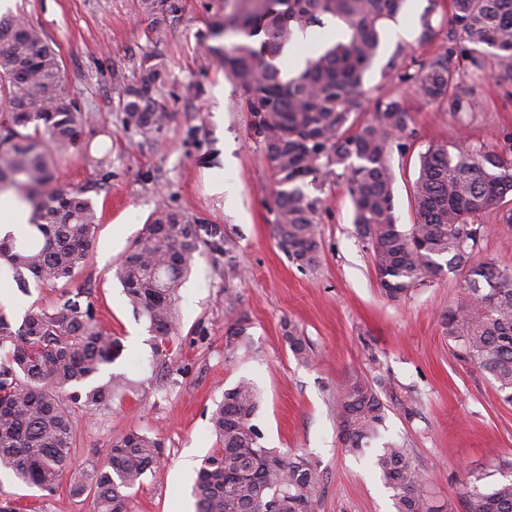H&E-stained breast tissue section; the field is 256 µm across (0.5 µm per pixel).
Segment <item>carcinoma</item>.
Wrapping results in <instances>:
<instances>
[{
	"mask_svg": "<svg viewBox=\"0 0 512 512\" xmlns=\"http://www.w3.org/2000/svg\"><path fill=\"white\" fill-rule=\"evenodd\" d=\"M405 0H224V21L208 46L225 74L243 90L265 159L278 176L275 238L302 265L317 261V224L329 177L346 179L354 224L371 245L384 293L398 299L425 281L462 277L460 309L445 317L456 355L478 367L512 403V270L492 260L472 261L488 228L477 223L512 196V133L504 146L470 145L452 153L432 145L420 158L414 185V223L396 224L389 152L406 130L396 98L379 100L372 119L359 124L363 77L379 54L380 30ZM147 38L160 44L181 10L179 0H136ZM452 46L415 84L429 101L464 107L462 76L473 82L512 80V0H449ZM330 18L348 38L305 59L285 79L273 60L295 33ZM167 69L158 53L143 56L133 77L123 76L117 102L121 124L148 140L171 120L165 104ZM87 113L69 98L57 51L43 31L21 15L0 16V190L13 189L30 205L29 230L0 237V260L13 277L42 283L71 280L93 242L92 185L58 183L53 158L77 147ZM217 227L157 205L116 276L149 321L156 351L167 350L177 329L178 290L205 245L221 249ZM301 362L311 348L296 326L285 333ZM118 346L101 328L91 305L63 297L51 309L31 310L17 327L0 305V469L25 485L54 494L74 445L72 405L93 416L126 390L121 374L100 375ZM258 393L247 381L224 390L210 417L220 448L204 458L193 493L197 512H316L322 494L318 466L304 455L259 443L252 418ZM345 450L362 453L379 437L387 412L419 414L415 398L388 376L355 378L336 404ZM163 461L157 438L131 429L105 457L74 474L70 492L93 494V512H129L127 491ZM374 465L394 492L395 512H448L425 489L410 449L386 442ZM464 512H512V479L466 486Z\"/></svg>",
	"mask_w": 512,
	"mask_h": 512,
	"instance_id": "1",
	"label": "carcinoma"
}]
</instances>
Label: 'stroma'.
Returning <instances> with one entry per match:
<instances>
[{"instance_id": "stroma-1", "label": "stroma", "mask_w": 512, "mask_h": 512, "mask_svg": "<svg viewBox=\"0 0 512 512\" xmlns=\"http://www.w3.org/2000/svg\"><path fill=\"white\" fill-rule=\"evenodd\" d=\"M178 20L159 52L170 69L169 124L157 141L124 131L114 73L132 76L150 50L146 21L135 0H0L40 28L57 51L66 90L88 113L82 148L57 160L61 183L93 185L89 197L100 221L85 265L68 282L19 284L0 267V305L13 325L35 308L55 306L61 295L91 304L102 328L120 346L110 364L128 389L90 417L74 412L71 470L101 460L112 440L130 428L161 439L165 459L132 491L131 512H195L196 468L218 448L210 416L225 389L253 383L260 406L252 419L262 445L304 453L318 465L325 486L316 512H394L393 492L373 465V450L344 451L336 398L357 377L390 376L412 390L420 413L405 419L389 411L382 441L411 448L435 497L463 512L466 483L512 478V405L495 383L461 361L444 317L463 303L461 278L447 274L390 299L381 293L373 255L353 224L344 179L331 178L319 217V256L301 266L278 246L270 224L275 176L241 106L242 91L206 53L210 29L224 19V0H180ZM436 31L420 42L421 19ZM409 38H382L380 55L364 77V110L377 99L398 98L407 130L390 152L394 214L413 222V191L420 157L429 145L468 143L498 147L512 131V83L473 87L471 104L449 110L416 91L423 73L448 48V0H406L396 17ZM110 153V168L97 157ZM229 191L216 194L214 180ZM220 228L224 249H202L175 303L179 330L170 356L157 355L146 317L130 303L115 270L158 203ZM506 207L479 216L488 225L478 258L512 269V224ZM244 320L246 336L228 343L226 329ZM308 337L314 359H295L284 339L286 323ZM0 490L17 512H88L92 497H74L68 483L50 496L10 480Z\"/></svg>"}]
</instances>
